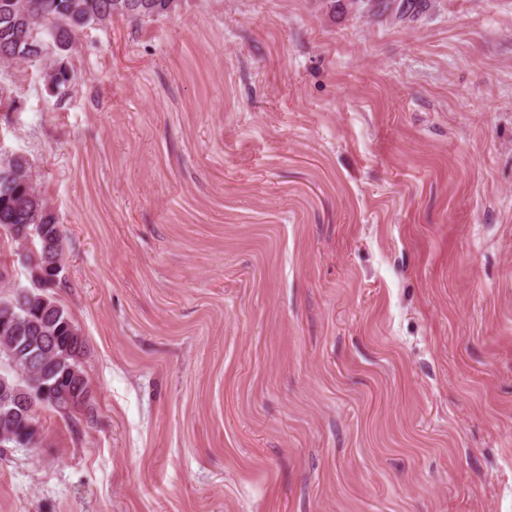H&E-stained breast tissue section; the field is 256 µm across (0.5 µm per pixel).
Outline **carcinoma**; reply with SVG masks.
I'll list each match as a JSON object with an SVG mask.
<instances>
[{
    "instance_id": "1",
    "label": "carcinoma",
    "mask_w": 512,
    "mask_h": 512,
    "mask_svg": "<svg viewBox=\"0 0 512 512\" xmlns=\"http://www.w3.org/2000/svg\"><path fill=\"white\" fill-rule=\"evenodd\" d=\"M176 0H0V61L18 56L42 64L48 49L68 51L75 33L92 25L105 26L115 17L151 18L167 14ZM357 12L393 21H412L428 7V0H346ZM51 88L62 92L71 84L70 70L58 58L49 74ZM10 177L0 180V245L26 248L27 274L40 271L31 282L32 297L12 311L19 324L0 330V347L14 355L17 370L5 374L7 381L34 394L31 416L1 419L0 430L19 435L29 421L38 423L39 411L53 408L72 411L88 406L91 393L81 367L85 342L68 311L50 294L59 279L55 264L62 263L63 234L58 222L36 192L29 160L14 156L0 162V171ZM29 215L44 225L43 234L27 237L14 228Z\"/></svg>"
}]
</instances>
